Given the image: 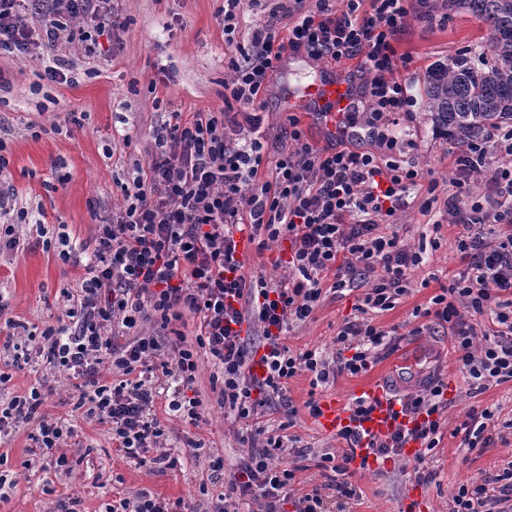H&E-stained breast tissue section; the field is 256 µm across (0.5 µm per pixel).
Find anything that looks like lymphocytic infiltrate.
<instances>
[{
  "label": "lymphocytic infiltrate",
  "instance_id": "obj_1",
  "mask_svg": "<svg viewBox=\"0 0 512 512\" xmlns=\"http://www.w3.org/2000/svg\"><path fill=\"white\" fill-rule=\"evenodd\" d=\"M287 39H279L278 8H271L254 28L249 44L235 41L241 0H224L218 15L224 41L233 46L230 76L224 87L244 111L198 112L185 122L168 123L153 134L146 164L117 186L123 197L111 222L97 225L94 249L81 258L60 250L63 262L80 268L76 288L64 291L63 319L30 332L23 321H8L15 335L37 342L34 354L52 370L66 372L75 391V409L108 425L116 449L138 466L170 467L163 452L165 431L153 413L159 391L168 394V409L198 422L202 405L190 396L200 358L212 366L210 383L221 407L250 419L259 408L283 397L289 379L311 376L322 387L345 372H367L386 347L388 333L365 321L382 313L408 292L406 272L423 261L419 251L401 244L382 225L408 207L422 174L404 166L400 145L391 132L410 97L396 77L409 58L396 48L404 32L408 0H293ZM112 0H0V55L42 48L51 57L43 77L66 82L70 61L59 48L76 46L84 56L98 52L97 35L112 30ZM306 54L338 62L359 59L365 76L367 138L380 152L337 144L314 148L296 116L288 118L289 152L269 157L259 132L263 117L254 109L285 54ZM249 136H242L241 128ZM456 190L445 212L460 228L456 248L464 269L433 296L427 314L447 323L451 350L473 394L490 384L512 381V127L490 130L457 152L451 162ZM484 181V196L464 199L460 189L471 178ZM247 235L256 250L268 243H290V273L275 283L249 280L243 273L238 235ZM332 278L336 290L368 282L370 288L336 334L339 352L326 357L309 349L293 353L284 333L290 323L310 317L322 295L320 285ZM189 312L199 321L195 348L175 345L165 358L153 336H131L138 320H153L159 329ZM485 317L491 330L476 333L470 317ZM262 329L259 350L248 348L238 329L243 322ZM29 351L12 355V366L28 360ZM263 368L254 375L253 364ZM116 381L105 382L103 371ZM445 384L432 379L399 404L417 420L413 428L395 430L388 439L370 440L376 458L401 455L408 440L424 452L440 442L439 417L445 408ZM45 396L38 388L0 405V435L29 428L33 450L54 454L55 467L68 466L58 448L74 431L48 421ZM341 455L323 454L329 493L320 487L289 500L293 472L273 466L281 437L255 428L249 450L224 494L210 512H241L259 502L261 512H350L357 499L349 480L350 465L361 436L342 429Z\"/></svg>",
  "mask_w": 512,
  "mask_h": 512
}]
</instances>
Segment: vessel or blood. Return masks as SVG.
I'll use <instances>...</instances> for the list:
<instances>
[{
	"label": "vessel or blood",
	"mask_w": 512,
	"mask_h": 512,
	"mask_svg": "<svg viewBox=\"0 0 512 512\" xmlns=\"http://www.w3.org/2000/svg\"><path fill=\"white\" fill-rule=\"evenodd\" d=\"M360 98L361 87L355 72L327 69L316 74L311 83L286 93L283 104L285 111L303 113L323 134L350 140L354 131L346 118L349 112L357 109ZM362 394L376 402L374 411L358 424L368 438L384 439L397 427L411 426L410 417L400 414L385 381H374L373 385L363 389ZM316 424L327 434L351 426L353 422L346 402L338 398L324 401Z\"/></svg>",
	"instance_id": "obj_1"
}]
</instances>
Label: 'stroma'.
I'll use <instances>...</instances> for the list:
<instances>
[{
  "label": "stroma",
  "instance_id": "1",
  "mask_svg": "<svg viewBox=\"0 0 512 512\" xmlns=\"http://www.w3.org/2000/svg\"><path fill=\"white\" fill-rule=\"evenodd\" d=\"M223 4L224 0H112L120 28L113 30L100 56L88 58L66 47L74 63L67 83L39 80L43 66L38 55L0 56V140L7 145L9 162V177L0 183V203L28 212L27 224L19 228L20 249L0 253V344L8 334L7 320H22L32 329L55 321L65 305L63 289L75 286L78 269L62 263L57 249H46L44 240L55 242L64 235L73 250L93 248L95 225L111 220L123 203L116 179L128 178L135 163L147 161L153 131L176 112L187 120L196 112L223 109L231 55L217 16ZM408 9L397 50L409 54L411 61L397 77L406 82L413 106L401 115L395 134L403 145L404 165L422 170L435 182L436 191L431 195L418 191L409 207L391 218L387 229L405 245L424 247L423 262L407 272L408 294L392 310L373 317L375 325L394 331L395 336L372 369L358 376L339 374L317 390L311 389L307 373L289 380L285 398L296 416L287 433L296 443L274 458L295 471L286 512H294L295 498L326 483L319 467L321 455H338L343 448L342 441L316 427L305 408L308 398L335 396L349 401L373 377L391 381L419 363L450 389L441 440L424 463L400 455L370 470L354 469L350 481L359 493L356 512H404L407 492L414 487L419 490L415 512H448L460 483L497 475L512 462V430L503 426L512 419V382L469 394L458 364L448 353L447 324L427 326L413 315L462 269L455 244L459 229L449 224L444 211L453 176L450 158L457 146L425 114L423 76L431 65L487 44L489 32L471 13L449 10L448 0H410ZM312 77L301 54L289 55L287 66L272 77L264 96L261 128L270 154L291 147L288 114L281 106L283 84ZM71 112L79 113V123L68 122ZM55 123L60 126L56 132L51 129ZM34 126L41 128L40 137L31 136ZM59 168L70 174L66 184L55 180ZM435 238L439 248L429 249ZM288 256V242L272 243L262 253L245 258L243 272L249 278L279 281L288 273ZM331 285V280L323 281L312 316L287 331L286 343L292 351L316 347L334 355L336 334L353 317L356 296L334 293ZM418 326L423 332L417 336L413 330ZM8 372L11 379L0 386L1 401L41 387L44 412L74 428L75 435L65 449L70 463L66 471L49 464L24 468L29 447L26 430L0 439V472L16 481L0 499V512H53L57 501L70 497L81 498L85 512H104L112 499L141 491L183 499L191 512H208L246 449L241 435L247 423L220 408L206 362L194 384L204 409L199 424L168 415L164 400L155 404L166 429L167 450L176 459L174 467L162 471L122 458L106 425L75 412L74 392L65 374L46 369L38 358L19 368L9 367ZM486 407L496 410L492 426L486 429L492 442L485 448L467 447L457 428L469 410ZM195 437L223 458V477L213 478L208 461L190 456L186 441ZM420 471L432 472V480L418 482Z\"/></svg>",
  "mask_w": 512,
  "mask_h": 512
}]
</instances>
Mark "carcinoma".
I'll return each mask as SVG.
<instances>
[{
    "mask_svg": "<svg viewBox=\"0 0 512 512\" xmlns=\"http://www.w3.org/2000/svg\"><path fill=\"white\" fill-rule=\"evenodd\" d=\"M484 23L489 45L434 64L423 78L436 128L466 146L494 127L512 125V0H448Z\"/></svg>",
    "mask_w": 512,
    "mask_h": 512,
    "instance_id": "1",
    "label": "carcinoma"
}]
</instances>
